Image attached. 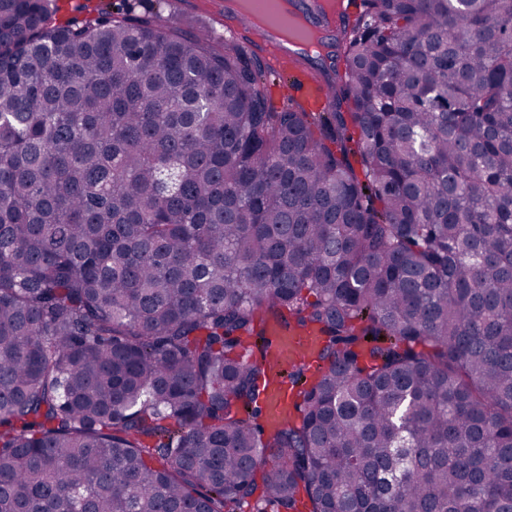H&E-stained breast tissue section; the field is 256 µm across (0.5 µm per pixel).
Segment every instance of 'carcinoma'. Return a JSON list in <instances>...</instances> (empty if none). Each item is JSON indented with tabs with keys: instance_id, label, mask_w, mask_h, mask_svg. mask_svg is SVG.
I'll list each match as a JSON object with an SVG mask.
<instances>
[{
	"instance_id": "1",
	"label": "carcinoma",
	"mask_w": 512,
	"mask_h": 512,
	"mask_svg": "<svg viewBox=\"0 0 512 512\" xmlns=\"http://www.w3.org/2000/svg\"><path fill=\"white\" fill-rule=\"evenodd\" d=\"M51 4L0 0V512H512V0H361L321 112ZM267 336L283 363H293L306 357L317 344L314 332L288 330L272 321L267 322ZM288 384L269 388L263 395L266 416L273 423H281L286 417L288 406Z\"/></svg>"
}]
</instances>
